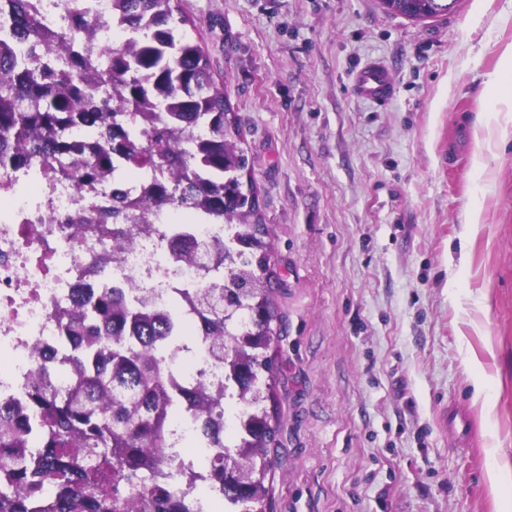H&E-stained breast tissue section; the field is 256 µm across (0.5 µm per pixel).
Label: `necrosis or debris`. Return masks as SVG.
Returning a JSON list of instances; mask_svg holds the SVG:
<instances>
[{
	"instance_id": "necrosis-or-debris-1",
	"label": "necrosis or debris",
	"mask_w": 512,
	"mask_h": 512,
	"mask_svg": "<svg viewBox=\"0 0 512 512\" xmlns=\"http://www.w3.org/2000/svg\"><path fill=\"white\" fill-rule=\"evenodd\" d=\"M96 33L93 49L122 44L127 32L116 0H88ZM112 205V184L80 187L69 181L0 170V398H19L34 378L37 363L53 364L58 381H66L71 353L60 343L59 311L72 307L81 288L132 290L135 296L164 308L177 290L204 287L198 259L208 243L225 237L224 224L201 223L198 213L161 209L145 217L152 230L136 235L131 246L116 252L111 236L91 228L74 233L76 217ZM115 258L102 262L106 252ZM171 384L185 387L206 378L224 380L202 350L192 363L167 361ZM196 435L184 412L169 422L166 453L177 485L201 495L208 486L204 461L188 457Z\"/></svg>"
}]
</instances>
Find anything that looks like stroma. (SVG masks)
<instances>
[{
	"label": "stroma",
	"instance_id": "obj_1",
	"mask_svg": "<svg viewBox=\"0 0 512 512\" xmlns=\"http://www.w3.org/2000/svg\"><path fill=\"white\" fill-rule=\"evenodd\" d=\"M241 129L272 249L271 512H512V0L416 23L378 0H177ZM392 69L384 106L356 70ZM482 224L449 266L464 214ZM487 381L493 406L474 400Z\"/></svg>",
	"mask_w": 512,
	"mask_h": 512
}]
</instances>
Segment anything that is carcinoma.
<instances>
[{
    "instance_id": "carcinoma-1",
    "label": "carcinoma",
    "mask_w": 512,
    "mask_h": 512,
    "mask_svg": "<svg viewBox=\"0 0 512 512\" xmlns=\"http://www.w3.org/2000/svg\"><path fill=\"white\" fill-rule=\"evenodd\" d=\"M127 42L98 55L76 41L89 29L85 2L68 9L72 33L55 32L29 14L28 0H0V42L27 47L0 56V167L100 183L125 169L150 178L140 195L112 188V207L90 224L121 227L112 251L146 229L136 214L149 208L200 212L234 226L213 246L208 285L184 301L195 308L200 332L183 323L178 305L158 311L124 291H101L62 311L69 336L82 337L68 381L47 371L24 392L29 429L38 447L24 448L26 431L14 424L16 403L0 402V453L18 457L0 466V512H191L190 490L163 488L170 414L190 406L200 420L197 442L208 462L209 488L224 512H267L264 479L277 429L263 402L275 401L266 355L275 330L271 256L262 240L258 195L243 180L248 159L224 84L213 77L201 45L180 31L173 0H123ZM460 0H379L389 16L425 22L447 16ZM63 66L51 64L53 45ZM109 74L97 93L92 82ZM80 124L98 127L94 144L76 141ZM242 257L224 282V258ZM224 366V385L175 388L166 358L190 351L184 337ZM246 402L247 421L233 446L224 445V392ZM56 497L47 503L41 488Z\"/></svg>"
}]
</instances>
